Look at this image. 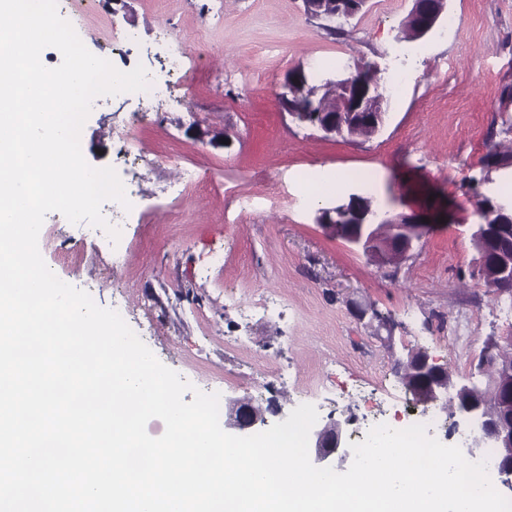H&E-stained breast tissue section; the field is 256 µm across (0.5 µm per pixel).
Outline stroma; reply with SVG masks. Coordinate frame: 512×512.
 Instances as JSON below:
<instances>
[{
	"mask_svg": "<svg viewBox=\"0 0 512 512\" xmlns=\"http://www.w3.org/2000/svg\"><path fill=\"white\" fill-rule=\"evenodd\" d=\"M205 2L72 0L64 11L84 45L119 69L161 71L156 43L172 26L203 54L188 59L172 98L147 106L115 98L93 106L82 128L86 161L112 167L135 193L124 248L110 252L52 212L39 251L59 279L120 313L195 390L216 387L220 409L245 399L273 425L280 409L306 402L320 424L344 421V442H357L363 415L420 408L396 359L421 349L465 378L489 337L512 333L502 315L512 297L476 277L471 240L478 195L512 199V168L481 162L491 145L512 147V97L502 94L512 86V0H447L458 29L404 41L410 0H368L338 36L310 19L302 0H224L216 25L200 19ZM128 30L137 45L117 41ZM340 47L347 64L414 74L387 96L384 126L368 139L322 137L278 103L288 69H311ZM253 82L267 83V93L252 94ZM125 135L137 140L132 163L117 156ZM216 135L225 145L212 144ZM182 164L205 173L206 185L174 193ZM313 168L375 170L382 208L438 211L445 220L406 260L378 266L316 224L335 188L318 202L300 200L298 179ZM271 182L274 198L265 193ZM241 196L252 200L243 213ZM213 251L224 266L202 277ZM261 298L284 301L281 316L242 319L240 308ZM356 302L374 305L392 332L358 320ZM330 379L343 389L332 401L317 394Z\"/></svg>",
	"mask_w": 512,
	"mask_h": 512,
	"instance_id": "1",
	"label": "stroma"
}]
</instances>
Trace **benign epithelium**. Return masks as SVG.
I'll return each mask as SVG.
<instances>
[{"mask_svg":"<svg viewBox=\"0 0 512 512\" xmlns=\"http://www.w3.org/2000/svg\"><path fill=\"white\" fill-rule=\"evenodd\" d=\"M307 14L321 21L352 19L356 12L333 8L330 0H303ZM446 10V0H411V8L404 23L418 37H424L439 24ZM336 92V107L331 112H316L309 126L322 133L325 138L355 135L361 123L369 124L374 131L381 130L384 122L383 104L385 97L373 85H366L355 79V71L338 70L332 78L325 79ZM328 218L320 225L347 243L360 249L371 261L382 266L389 257L376 249V226L389 227L391 241L396 250L408 256L415 242L429 233L434 221L426 222L423 213L372 211V219L367 224H351L350 212L344 206L326 208ZM481 241L479 266L495 273L500 283L512 285V256L496 249V237L475 235ZM397 366L413 384L423 388L432 401H451L453 415L465 425L473 427L474 434L462 448L470 457H478L484 448L499 449L497 460L498 475L502 485L512 490V426L501 421L502 412L512 409V376H492L490 385L497 393V402L489 405L472 397L470 380L459 381L448 377L428 356L408 355L397 360ZM263 422L258 409L250 403L238 401L229 413L228 425L245 431ZM314 461L323 467L330 466L331 458L341 445V423L334 422L314 432Z\"/></svg>","mask_w":512,"mask_h":512,"instance_id":"1","label":"benign epithelium"}]
</instances>
